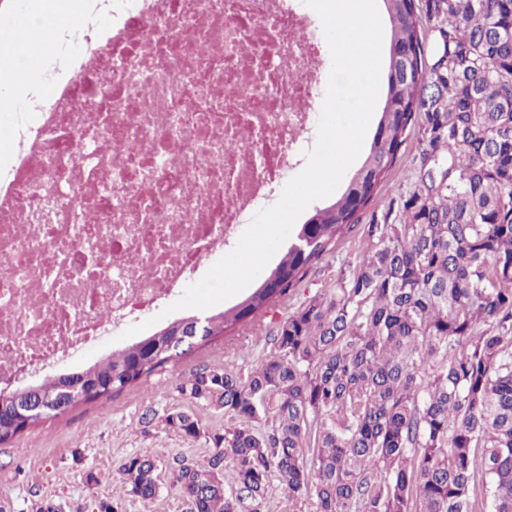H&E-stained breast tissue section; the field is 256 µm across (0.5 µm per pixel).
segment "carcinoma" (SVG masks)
<instances>
[{
    "label": "carcinoma",
    "mask_w": 512,
    "mask_h": 512,
    "mask_svg": "<svg viewBox=\"0 0 512 512\" xmlns=\"http://www.w3.org/2000/svg\"><path fill=\"white\" fill-rule=\"evenodd\" d=\"M387 88L373 140L340 195L299 225L296 242L230 309L175 319L74 375L60 373L0 405V445L149 377L288 295L351 231L420 123L417 187L398 222L349 277L279 325L276 351L242 376L206 368L179 384L233 426L206 462L170 463L186 512H241L272 478L315 512H512V0H382ZM434 33L430 47L423 37ZM165 424L200 435L189 414ZM265 425L261 431L258 426ZM147 455L120 464L130 492H159Z\"/></svg>",
    "instance_id": "obj_1"
}]
</instances>
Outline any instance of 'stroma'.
I'll return each instance as SVG.
<instances>
[{
  "label": "stroma",
  "mask_w": 512,
  "mask_h": 512,
  "mask_svg": "<svg viewBox=\"0 0 512 512\" xmlns=\"http://www.w3.org/2000/svg\"><path fill=\"white\" fill-rule=\"evenodd\" d=\"M418 127H411L393 167L361 211L356 227L333 251L309 268L299 288L264 312L253 330L235 329L206 346L155 371L110 397L79 404L0 445V512H39L52 505L60 512H97L100 501L118 504L119 512H186L172 485L169 463L180 455L204 462L214 435L231 421L223 410L186 399L178 389L183 378L206 367H230L248 373L274 353V331L310 297L328 292L369 247L370 225L380 224L392 199L412 190L419 164ZM193 415L201 434L188 440L169 429L167 414ZM146 454L158 465L160 491L145 502L128 491L119 473L130 455Z\"/></svg>",
  "instance_id": "obj_1"
}]
</instances>
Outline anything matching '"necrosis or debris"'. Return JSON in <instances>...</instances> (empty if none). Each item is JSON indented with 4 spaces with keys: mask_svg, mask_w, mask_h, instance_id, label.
<instances>
[{
    "mask_svg": "<svg viewBox=\"0 0 512 512\" xmlns=\"http://www.w3.org/2000/svg\"><path fill=\"white\" fill-rule=\"evenodd\" d=\"M320 28L297 0H97L0 158V388L145 321L235 239L299 162Z\"/></svg>",
    "mask_w": 512,
    "mask_h": 512,
    "instance_id": "4bbe7bcc",
    "label": "necrosis or debris"
}]
</instances>
